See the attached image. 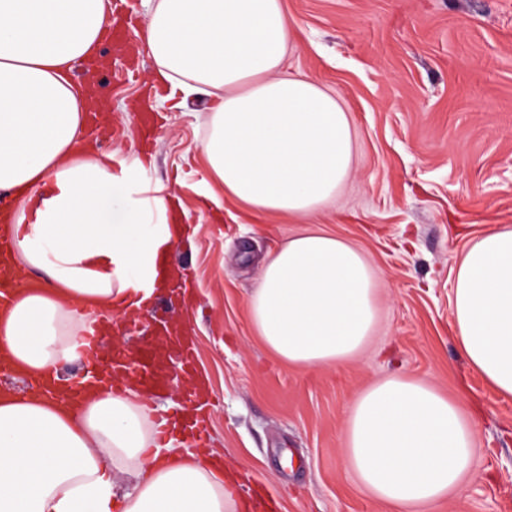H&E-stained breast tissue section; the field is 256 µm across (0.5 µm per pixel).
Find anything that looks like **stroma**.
<instances>
[{
    "label": "stroma",
    "instance_id": "35a3bbf8",
    "mask_svg": "<svg viewBox=\"0 0 512 512\" xmlns=\"http://www.w3.org/2000/svg\"><path fill=\"white\" fill-rule=\"evenodd\" d=\"M296 27L284 63L350 112L354 170L316 226L364 249L384 283L368 350L335 367L278 360L247 304L263 259L298 231L279 217L233 219L205 197L198 114L159 112L146 52V8L112 10L99 89L110 131L89 153L118 182L103 203L120 222L127 199L173 187L187 233L170 255L188 285L162 313L194 332L195 366L215 401L210 448L223 451L239 502L263 512H390L342 459L345 420L375 380L404 375L465 399L478 422L460 495L427 512H512V399L471 371L452 338L457 265L484 232L512 228V0H284Z\"/></svg>",
    "mask_w": 512,
    "mask_h": 512
}]
</instances>
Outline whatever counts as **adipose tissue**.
Here are the masks:
<instances>
[{"mask_svg":"<svg viewBox=\"0 0 512 512\" xmlns=\"http://www.w3.org/2000/svg\"><path fill=\"white\" fill-rule=\"evenodd\" d=\"M147 2L155 82L180 101H212L202 149L211 201L300 225L266 257L249 299L257 335L291 367L352 359L375 332L381 283L365 251L308 225L352 173L350 113L314 78L284 74L294 29L283 0ZM109 7L0 0V193L28 206L14 226L16 270L47 277L0 310V352L30 377L82 359L84 308L101 310L103 329L146 308L167 286L159 257L184 233L167 221L175 195L163 189L107 223L110 163L79 151L85 92L73 70L99 51ZM451 305L469 368L512 398V228L465 251ZM144 399L104 381L76 407L0 387V512H235L219 454L164 439ZM474 448L460 400L405 376L358 393L342 440L346 466L393 512L460 491Z\"/></svg>","mask_w":512,"mask_h":512,"instance_id":"adipose-tissue-1","label":"adipose tissue"}]
</instances>
